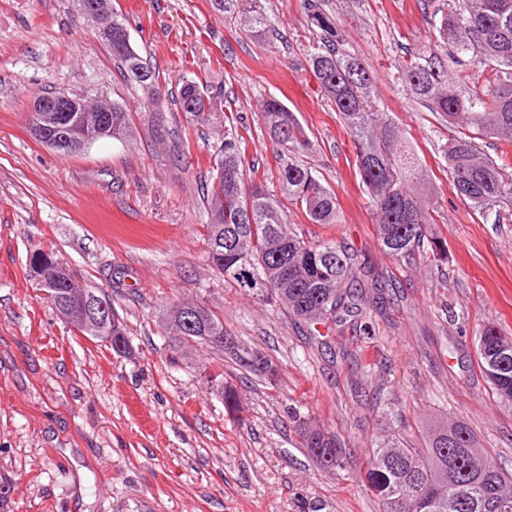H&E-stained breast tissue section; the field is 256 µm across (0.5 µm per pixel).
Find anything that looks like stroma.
Masks as SVG:
<instances>
[{
	"instance_id": "1",
	"label": "stroma",
	"mask_w": 512,
	"mask_h": 512,
	"mask_svg": "<svg viewBox=\"0 0 512 512\" xmlns=\"http://www.w3.org/2000/svg\"><path fill=\"white\" fill-rule=\"evenodd\" d=\"M340 49L376 76L379 111L403 129L428 171L444 260H396L379 244L352 138L310 74L320 30L305 0H261L271 29L240 26L243 0H112L132 47L169 89L191 79L224 90L241 150L278 193L280 155L260 105L279 98L312 145L300 160L335 192L339 221L291 223L334 240L395 288L370 329L345 325L318 343L282 306L224 279L206 253L202 188L223 134L162 118L126 82L72 0H0V476L11 512H380L361 481L375 448L400 432L422 447L431 430L463 421L512 473V402L483 377L476 331L512 334V207L479 217L448 176L456 130L401 81L427 59L446 0H320ZM52 92L125 106L132 134L63 157L29 130L35 97ZM41 250L78 285L105 288L128 326L132 353L81 336L43 299L29 272ZM178 301L208 306L239 341L279 368L277 388L204 345L171 361L159 327ZM240 397L227 415L201 369ZM335 435L346 466L318 471L291 419Z\"/></svg>"
}]
</instances>
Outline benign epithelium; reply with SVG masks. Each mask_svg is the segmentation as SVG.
<instances>
[{
	"label": "benign epithelium",
	"mask_w": 512,
	"mask_h": 512,
	"mask_svg": "<svg viewBox=\"0 0 512 512\" xmlns=\"http://www.w3.org/2000/svg\"><path fill=\"white\" fill-rule=\"evenodd\" d=\"M80 14L94 23L100 38L108 44L112 43V7L98 0H86L82 3ZM32 111L39 113L40 126L47 135V140L60 152L80 153L93 143L95 129L85 126L75 128L66 118V113L80 111V107L72 99L66 96L52 101L36 98Z\"/></svg>",
	"instance_id": "benign-epithelium-1"
}]
</instances>
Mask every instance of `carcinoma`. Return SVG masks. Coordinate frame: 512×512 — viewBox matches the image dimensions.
I'll list each match as a JSON object with an SVG mask.
<instances>
[{
	"label": "carcinoma",
	"mask_w": 512,
	"mask_h": 512,
	"mask_svg": "<svg viewBox=\"0 0 512 512\" xmlns=\"http://www.w3.org/2000/svg\"><path fill=\"white\" fill-rule=\"evenodd\" d=\"M242 18L250 36L266 34L270 20L257 0ZM311 20L323 33V48L310 58L311 74L321 92L335 105L349 131L355 163L365 184L375 216L380 246L390 256L407 258L420 250L435 258L447 257L448 246L431 227L426 192L428 175L414 147L404 140L388 113L372 110L374 75L359 58L341 50L334 22L310 3ZM112 60L130 83L147 93V106L160 110L167 97L164 82L125 42L126 27L112 17ZM440 43L456 55L444 64L439 49L435 61L410 64L403 71L409 93L430 103L448 124L461 127L446 146L448 173L456 195L481 215L512 201V172L478 151L476 139L512 134V0H452L437 26ZM472 53L491 67L492 75L481 90L463 92L451 77L458 57ZM176 104L193 122L206 124L224 112V89L209 90L194 80L182 81ZM261 117L273 145L288 152L278 167V185L297 210L314 224H336V194L296 155L310 147V139L294 112L275 98L261 105ZM110 131L100 138L123 140L130 134V113L123 106L107 118ZM215 175L203 195L207 213V254L225 278L256 295L283 306L288 315L310 325L339 326L344 317H367L389 302L391 284L358 264L355 255L334 241L312 243L288 221L280 201L263 182L247 179L239 135L224 117V142L214 157ZM40 289L52 293L48 302L59 313L80 303L85 289L65 275L61 263L36 249L29 261ZM370 279V307L357 303L353 288ZM97 302L111 312L105 331L88 322L78 332L94 340L112 337L130 349L126 325L102 288L88 287ZM195 306L197 314L186 325L182 308ZM160 327L171 337L172 354L205 337L227 335L224 318L209 307L190 302L172 305ZM481 372L498 396L512 401V336L495 324L478 332ZM229 355L250 375L274 387L278 370L261 351L234 345ZM210 388L224 401L230 415L239 414L238 394L224 378L207 375ZM302 446L320 469L344 466L336 436L295 419ZM366 485L379 499L381 512H512V475L499 469L493 457L480 449L473 429L464 422L434 429L423 448H409L395 436L369 458Z\"/></svg>",
	"instance_id": "carcinoma-1"
}]
</instances>
